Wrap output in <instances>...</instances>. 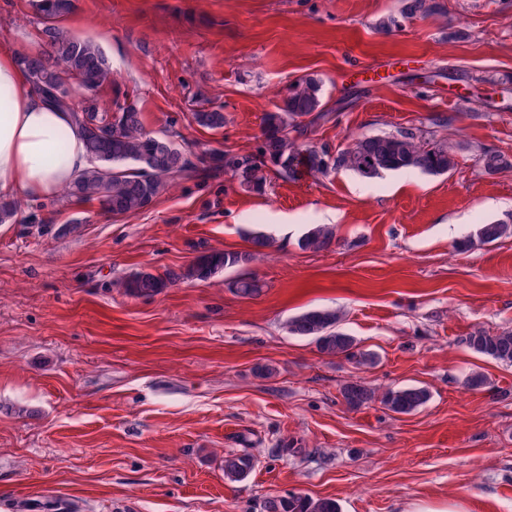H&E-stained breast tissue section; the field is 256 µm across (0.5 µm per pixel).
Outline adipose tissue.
<instances>
[{
	"mask_svg": "<svg viewBox=\"0 0 512 512\" xmlns=\"http://www.w3.org/2000/svg\"><path fill=\"white\" fill-rule=\"evenodd\" d=\"M69 137L62 159L50 155L60 134ZM89 166L80 131L68 113L47 105L20 65L16 51L0 46V198H51Z\"/></svg>",
	"mask_w": 512,
	"mask_h": 512,
	"instance_id": "1",
	"label": "adipose tissue"
}]
</instances>
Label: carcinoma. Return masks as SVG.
Here are the masks:
<instances>
[{"mask_svg":"<svg viewBox=\"0 0 512 512\" xmlns=\"http://www.w3.org/2000/svg\"><path fill=\"white\" fill-rule=\"evenodd\" d=\"M42 21L40 32L44 49L34 55L23 54L19 62L27 71L33 86L43 98L61 112H68L81 131L90 159L83 171L62 191L65 197L97 200L113 214H135L148 208L179 177L187 178L206 163V158L177 146L167 136L145 131L141 112L135 103L104 108L89 95L112 82V65L100 47L74 37L60 22L72 9V0H39ZM439 9L436 0H402L405 18L431 13ZM318 85L312 79H300L289 89L283 105L265 114L263 140L255 155L212 154L213 160H224V168L238 177L240 184L253 191L263 188L265 168L272 166L288 177L304 169L311 174H324L329 169L350 170L365 178H377L390 171L417 170L430 175L447 173L455 165L454 155L444 143L435 142L411 130L382 135L363 136L336 153L333 161L328 153L302 150L297 136L303 133L302 119H323L318 111ZM194 119L202 126L218 130L224 127V113L199 111ZM512 232L505 223L483 224L477 230L480 242L489 244ZM249 252L212 250L198 256L180 272L162 275L138 272L123 282L126 292L135 297H152L185 279L206 280L216 273L249 263L258 255L276 247V238L264 231H250ZM336 245L334 228L317 224L298 240L302 250H327ZM236 293L253 297L261 290L260 281L242 277L233 282ZM340 316L330 309H311L288 320L287 330L293 336L315 340L320 352L343 356L359 364H372L376 355L357 350L355 339L339 328ZM474 353L500 363L512 364V331L489 333L476 331L463 339ZM346 404L359 408L370 402L374 393L365 386L350 382L342 388ZM429 392L423 387H401L387 391L383 404L397 414H410L423 406ZM248 454L224 457V476L232 480L245 478L252 470ZM264 512H339L332 499L306 496H273L264 501Z\"/></svg>","mask_w":512,"mask_h":512,"instance_id":"1","label":"carcinoma"}]
</instances>
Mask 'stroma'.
Wrapping results in <instances>:
<instances>
[{
	"mask_svg": "<svg viewBox=\"0 0 512 512\" xmlns=\"http://www.w3.org/2000/svg\"><path fill=\"white\" fill-rule=\"evenodd\" d=\"M400 18V0H73L62 21L112 63L106 105L132 102L145 129L198 153H256L263 118L293 82L319 85L327 119L298 142L337 152L352 139L413 130L447 144L438 176L349 170L282 176L262 191L222 165L178 180L147 209L28 201L0 224V512H263L291 493L340 512H403L464 500L512 512V366L463 342L512 331V0H441ZM32 0H0V42L38 51ZM223 112V129L194 112ZM331 224V249L298 238ZM280 244L249 265L184 280L150 298L121 283L186 267L201 252H244L247 231ZM256 275L260 295L231 281ZM313 308L375 353L359 365L319 352L287 321ZM479 372L486 386L471 389ZM376 400L349 407L344 384ZM426 388L397 414L387 389ZM247 453L246 478L224 458ZM252 467L253 460L248 454H229L224 458V475L232 480L244 479Z\"/></svg>",
	"mask_w": 512,
	"mask_h": 512,
	"instance_id": "1",
	"label": "stroma"
}]
</instances>
